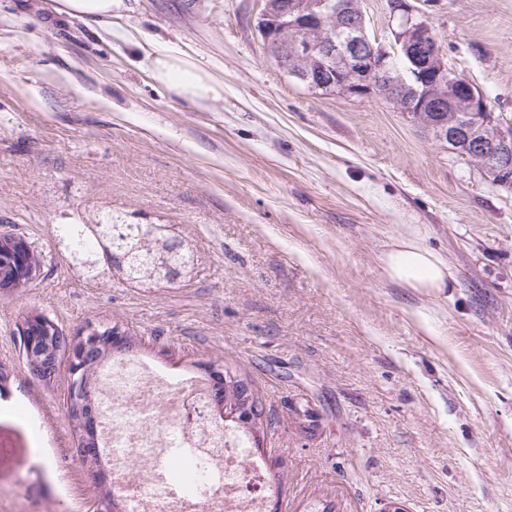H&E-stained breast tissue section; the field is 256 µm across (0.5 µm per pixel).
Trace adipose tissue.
Masks as SVG:
<instances>
[{"label":"adipose tissue","mask_w":512,"mask_h":512,"mask_svg":"<svg viewBox=\"0 0 512 512\" xmlns=\"http://www.w3.org/2000/svg\"><path fill=\"white\" fill-rule=\"evenodd\" d=\"M124 8L123 0H56L57 14L74 19L111 21ZM146 66L157 85L175 92L200 109L223 100L224 83L199 67L188 55L168 50L148 56ZM386 277L408 288L439 291L451 287L453 274L439 255L413 239H403L385 252Z\"/></svg>","instance_id":"1"}]
</instances>
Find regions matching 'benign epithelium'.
<instances>
[{
  "instance_id": "7a95c632",
  "label": "benign epithelium",
  "mask_w": 512,
  "mask_h": 512,
  "mask_svg": "<svg viewBox=\"0 0 512 512\" xmlns=\"http://www.w3.org/2000/svg\"><path fill=\"white\" fill-rule=\"evenodd\" d=\"M391 16L397 21L394 44L386 47L371 40L360 7V0H263L260 19L265 43L274 44L288 59V69L297 80L318 79L321 88L349 96H379L414 119H426L433 139L446 143L457 138L452 132L460 112H489L483 94L452 68L440 51L432 26L416 17L408 0H389ZM399 59L405 73L393 74L391 63ZM470 144L463 157L477 163L487 174L499 177L512 170V123L502 124L493 117L482 120L467 133ZM0 243L19 260L13 275L0 280V291L13 292L27 287L40 271L39 262H30L29 247L13 236ZM59 328L44 315L24 320L19 335L31 374L45 383L50 376L41 372L52 357L66 352L75 367L112 347L125 336L118 328L102 333L94 327L66 338L65 349L55 347L53 339ZM83 437L78 452L96 474L100 469L91 460L100 449L89 447L88 431L96 411L84 397L81 380L71 384Z\"/></svg>"
}]
</instances>
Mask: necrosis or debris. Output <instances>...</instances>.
Instances as JSON below:
<instances>
[{
    "instance_id": "4bbe7bcc",
    "label": "necrosis or debris",
    "mask_w": 512,
    "mask_h": 512,
    "mask_svg": "<svg viewBox=\"0 0 512 512\" xmlns=\"http://www.w3.org/2000/svg\"><path fill=\"white\" fill-rule=\"evenodd\" d=\"M101 437L127 512H265L264 466L209 408L204 383L117 358L100 374ZM148 475L136 481L130 463Z\"/></svg>"
}]
</instances>
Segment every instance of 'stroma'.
Listing matches in <instances>:
<instances>
[{
	"mask_svg": "<svg viewBox=\"0 0 512 512\" xmlns=\"http://www.w3.org/2000/svg\"><path fill=\"white\" fill-rule=\"evenodd\" d=\"M53 0H0V235L43 257L0 293V390L49 440L0 415V512H95L76 453L71 376L27 370L18 327L119 326L161 372L222 363L264 404L251 458L267 512H512V189L380 97L308 89L271 59L262 0H124L111 30ZM448 63L512 123V0H408ZM178 49L224 82L201 111L157 86L145 53ZM166 224L190 277L84 274L60 224ZM413 238L453 287L388 280ZM50 455L53 466L43 465ZM25 400L26 398L24 394L18 388H13L11 395L8 398H2L0 400V409L6 414L9 412L22 413L27 418V424L33 431L36 439L45 446L46 436L41 426V421L39 420L37 413L23 411Z\"/></svg>",
	"mask_w": 512,
	"mask_h": 512,
	"instance_id": "35a3bbf8",
	"label": "stroma"
}]
</instances>
